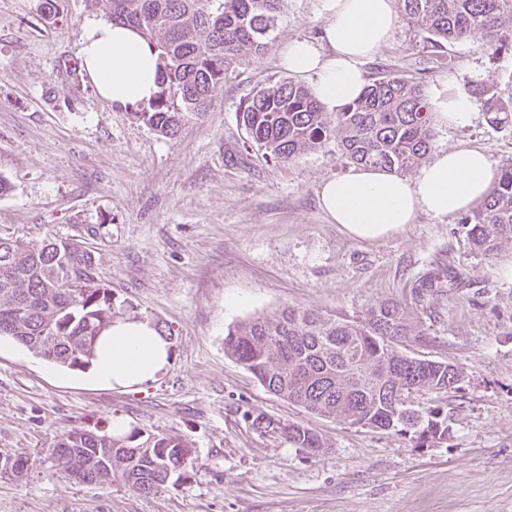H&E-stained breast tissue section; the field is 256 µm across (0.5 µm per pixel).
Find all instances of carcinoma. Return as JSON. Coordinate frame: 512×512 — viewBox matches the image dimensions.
<instances>
[{"instance_id": "obj_1", "label": "carcinoma", "mask_w": 512, "mask_h": 512, "mask_svg": "<svg viewBox=\"0 0 512 512\" xmlns=\"http://www.w3.org/2000/svg\"><path fill=\"white\" fill-rule=\"evenodd\" d=\"M107 20L136 29L158 51L160 90L134 116L174 137L185 117L201 118L237 61L267 53L284 0H92ZM402 18L436 56L446 45L481 35L496 51L512 44V0H397ZM494 124L512 120V107L494 88L477 84ZM239 117L265 154L287 161L339 136L353 165L405 174L434 145L432 106L423 81L379 71L361 96L325 112L310 87L293 80L256 90ZM472 245L491 255L512 246V164L501 168L487 197L461 217ZM118 318L112 290L101 286L90 250L74 240L26 243L0 236V336L58 366L83 371L96 358L99 337ZM426 346L427 334L399 304L384 301L360 322L345 323L311 309L288 307L243 320L224 336V354L243 365L270 393L306 412L343 423L409 434L421 446L448 439V414L410 401L420 391L458 387L463 370L410 356L405 344ZM252 425L281 433L306 457L329 453L312 428L257 416ZM75 453L89 483L121 482L152 494L186 480L196 465L183 435H126L72 429L51 451L62 473Z\"/></svg>"}]
</instances>
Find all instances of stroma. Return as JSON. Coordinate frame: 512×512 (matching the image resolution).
Here are the masks:
<instances>
[{
  "label": "stroma",
  "mask_w": 512,
  "mask_h": 512,
  "mask_svg": "<svg viewBox=\"0 0 512 512\" xmlns=\"http://www.w3.org/2000/svg\"><path fill=\"white\" fill-rule=\"evenodd\" d=\"M91 0H0V236L76 239L92 250L115 307L162 329L167 368L131 387L95 385L10 338L0 339V512H512V249L475 251L457 217L419 215L387 238L358 241L319 208L322 181L348 171L336 139L282 162L248 143L239 108L286 79L282 50L321 42V0H286L268 53L237 63L205 116L165 137L132 104L103 99L79 65ZM421 77L430 101L485 83L512 105V48L480 36L443 57L405 25L365 69ZM484 148L512 163V123L477 110L464 127H435V149ZM433 292L421 293L425 280ZM421 321L431 344L412 355L450 362L459 389L415 395L448 414L446 441L313 416L268 392L224 353L229 327L286 307L359 321L384 299ZM262 415L314 428L332 448L308 458ZM181 434L197 465L151 495L66 478L50 453L74 428Z\"/></svg>",
  "instance_id": "1"
}]
</instances>
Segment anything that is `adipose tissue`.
<instances>
[{"instance_id": "adipose-tissue-1", "label": "adipose tissue", "mask_w": 512, "mask_h": 512, "mask_svg": "<svg viewBox=\"0 0 512 512\" xmlns=\"http://www.w3.org/2000/svg\"><path fill=\"white\" fill-rule=\"evenodd\" d=\"M328 19V51L306 40L288 43L281 64L288 72L314 76L313 92L325 111L356 99L366 84L364 64L393 38L394 0H321ZM79 58L99 95L121 104L150 101L157 92V55L131 27L106 21L86 24ZM495 178L488 153L456 146L435 153L415 175L355 166L324 180L319 206L351 238L375 241L392 235L421 214L454 216L481 203ZM170 345L147 319H115L98 343L92 379L126 387L154 378L170 362Z\"/></svg>"}]
</instances>
